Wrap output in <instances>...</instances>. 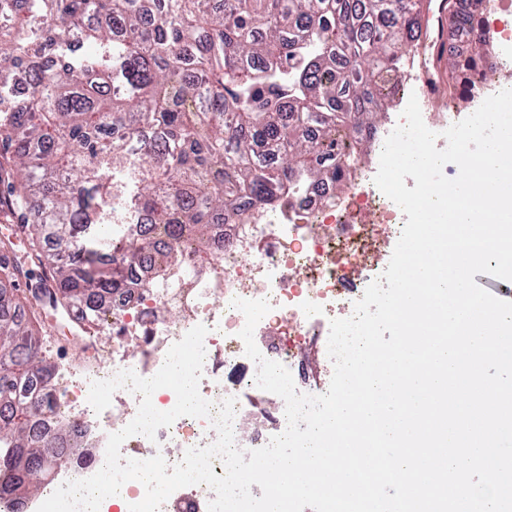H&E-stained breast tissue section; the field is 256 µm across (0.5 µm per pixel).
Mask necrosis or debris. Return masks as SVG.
<instances>
[{
	"mask_svg": "<svg viewBox=\"0 0 512 512\" xmlns=\"http://www.w3.org/2000/svg\"><path fill=\"white\" fill-rule=\"evenodd\" d=\"M459 8L465 15L479 13L494 30V48L471 72L466 87L482 88L489 96L512 88V0H484L478 9L472 0H459ZM406 105L405 90L396 88L384 105L382 123L369 137L367 162L351 167L344 191L326 177L252 222L225 214L210 243L214 259L204 270L183 275L193 257L173 251L168 266L178 277L177 287L145 280L113 295L107 361L67 374L54 408L55 416L75 430L84 455L71 454L65 440L55 439L60 463L44 489L20 504L1 500L0 512H37L59 486L100 470L109 435L134 419L141 397L118 389L110 406L98 413L88 402L92 382L127 369L152 377L169 348L200 324L209 332L199 392L216 405L235 398L236 446L257 449L282 433L285 403L256 387V370L248 366L239 336L245 316L232 307V299L267 300L271 309L254 331L259 351L289 369L298 392H327L333 374L327 351L330 322L353 315L355 302L380 277V262L390 260L407 220L373 182L384 142L401 124ZM217 436L210 419L185 416L159 428L156 440L128 438L121 455L145 460L159 454L174 465L188 448L212 444Z\"/></svg>",
	"mask_w": 512,
	"mask_h": 512,
	"instance_id": "obj_1",
	"label": "necrosis or debris"
}]
</instances>
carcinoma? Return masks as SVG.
Instances as JSON below:
<instances>
[{
    "label": "carcinoma",
    "mask_w": 512,
    "mask_h": 512,
    "mask_svg": "<svg viewBox=\"0 0 512 512\" xmlns=\"http://www.w3.org/2000/svg\"><path fill=\"white\" fill-rule=\"evenodd\" d=\"M0 0V209L17 215L55 303L100 322L106 297L160 256L151 238L94 233L126 193L210 263L224 213L272 207L336 167L340 137L372 132L384 77L420 45L418 0ZM448 7V97L487 41ZM323 137L311 141L305 129ZM0 260V498L37 489L54 459L39 420L42 310ZM26 457L31 471L17 468Z\"/></svg>",
    "instance_id": "carcinoma-1"
}]
</instances>
